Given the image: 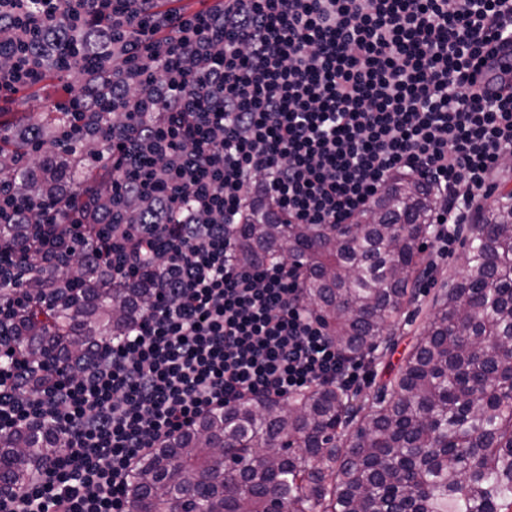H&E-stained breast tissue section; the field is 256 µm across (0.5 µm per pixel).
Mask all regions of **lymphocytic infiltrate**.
I'll list each match as a JSON object with an SVG mask.
<instances>
[{
	"instance_id": "1",
	"label": "lymphocytic infiltrate",
	"mask_w": 512,
	"mask_h": 512,
	"mask_svg": "<svg viewBox=\"0 0 512 512\" xmlns=\"http://www.w3.org/2000/svg\"><path fill=\"white\" fill-rule=\"evenodd\" d=\"M157 2L0 0V100L51 67L46 108L104 118L64 133L98 144L101 172L66 196L19 190L58 143L0 160V223L40 227L0 255L48 266L62 219L109 224L106 287L146 266L156 296L81 371L0 353V435L59 442L0 512H127L137 461L202 417L358 382L368 356L329 339L290 263H238L257 199L284 224H344L393 176L424 180L436 262L512 157V0Z\"/></svg>"
}]
</instances>
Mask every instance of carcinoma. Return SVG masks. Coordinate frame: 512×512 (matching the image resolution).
Returning <instances> with one entry per match:
<instances>
[{"label": "carcinoma", "mask_w": 512, "mask_h": 512, "mask_svg": "<svg viewBox=\"0 0 512 512\" xmlns=\"http://www.w3.org/2000/svg\"><path fill=\"white\" fill-rule=\"evenodd\" d=\"M69 112L38 123L53 140ZM63 152L41 163V193L77 186L91 167ZM439 200L396 176L351 224H278L262 201L239 230L243 265L290 260L304 299L336 346L360 355L394 343ZM465 274L425 308L421 337L393 379L361 404L333 386L243 402L203 417L134 467L130 512H512V203L476 213ZM91 258L72 238L57 264L25 283L24 326L0 322V347L52 364L119 333L149 288L88 287ZM58 443L52 430L0 435V487L31 476ZM234 467L244 494H224Z\"/></svg>", "instance_id": "obj_1"}]
</instances>
